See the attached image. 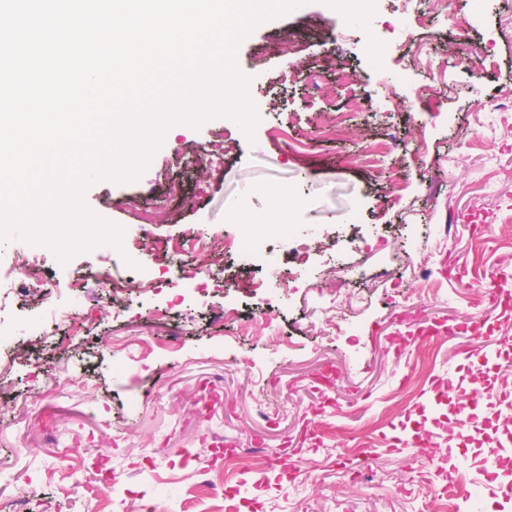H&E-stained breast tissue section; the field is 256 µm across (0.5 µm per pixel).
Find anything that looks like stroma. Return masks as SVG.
<instances>
[{"label":"stroma","instance_id":"obj_1","mask_svg":"<svg viewBox=\"0 0 512 512\" xmlns=\"http://www.w3.org/2000/svg\"><path fill=\"white\" fill-rule=\"evenodd\" d=\"M433 15L403 0H366L360 20L332 0L258 23L241 40L236 66L250 76L260 121L246 135L214 117L175 130L135 180L91 183L83 199L99 218L136 236L129 204L152 201L156 223L135 266L100 244L59 263L19 234L0 239V277L25 287L0 312V503L26 487L25 512H89L117 477L125 512L153 500L182 512L199 468L224 471L242 448L277 449L281 461L234 473L248 495L238 512H422L423 487L464 475L459 512H512V301L485 296L497 275L512 291V134L492 135L495 104L512 94V0H447ZM436 40L431 60L413 46ZM489 60L480 76L466 53ZM432 85L436 95H423ZM224 134V169L194 157ZM397 142L367 156L369 144ZM183 193L165 197L169 182ZM283 188L298 203L285 226L257 227ZM243 211L230 217L225 204ZM238 241L215 260L157 249L166 239ZM314 244L296 267L292 245ZM42 252L45 276L23 266ZM428 262L432 276L421 282ZM157 279V290L112 306L100 272ZM298 272L289 286L272 272ZM347 294L321 314L328 332L307 331L319 292ZM76 308L79 334L56 325L52 306ZM270 321L279 345L238 335L218 310ZM170 311L168 328L155 313ZM459 328L453 340L443 325ZM499 348L474 368L476 335ZM248 366H238L239 356ZM484 391L471 414L475 438L450 448L448 423L465 392ZM284 407L260 418L259 402ZM373 436V454L357 450ZM450 454L444 473L430 459ZM293 463L309 481H291ZM74 477H67V470ZM412 473L401 481L402 470Z\"/></svg>","mask_w":512,"mask_h":512}]
</instances>
